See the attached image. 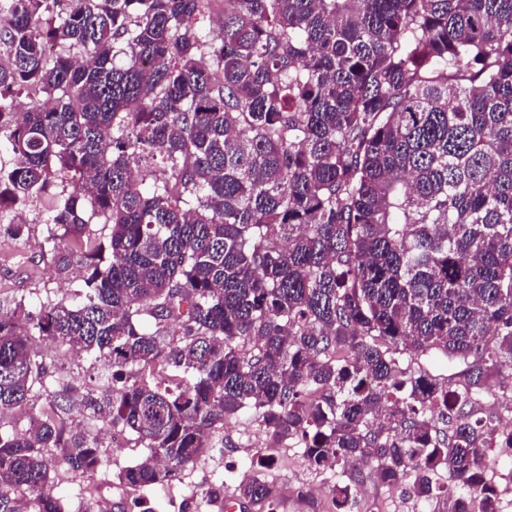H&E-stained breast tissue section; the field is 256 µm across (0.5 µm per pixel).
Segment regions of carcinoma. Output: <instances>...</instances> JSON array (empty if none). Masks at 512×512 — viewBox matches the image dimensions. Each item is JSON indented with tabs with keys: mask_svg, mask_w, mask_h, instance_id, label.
<instances>
[{
	"mask_svg": "<svg viewBox=\"0 0 512 512\" xmlns=\"http://www.w3.org/2000/svg\"><path fill=\"white\" fill-rule=\"evenodd\" d=\"M2 133L0 218L77 185L45 244L82 287L0 306V512H63L51 474L102 468L86 411L149 450L123 487L249 411L259 447L358 468L336 512L366 478L501 512L480 459L512 436L481 401L512 372V0H0ZM37 337L107 384L54 387Z\"/></svg>",
	"mask_w": 512,
	"mask_h": 512,
	"instance_id": "1",
	"label": "carcinoma"
}]
</instances>
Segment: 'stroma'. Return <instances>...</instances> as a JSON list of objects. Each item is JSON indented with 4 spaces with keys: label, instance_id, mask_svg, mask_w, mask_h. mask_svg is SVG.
Listing matches in <instances>:
<instances>
[{
    "label": "stroma",
    "instance_id": "35a3bbf8",
    "mask_svg": "<svg viewBox=\"0 0 512 512\" xmlns=\"http://www.w3.org/2000/svg\"><path fill=\"white\" fill-rule=\"evenodd\" d=\"M45 196L33 198L28 206L30 219L21 230L9 224L0 225V303L17 299L34 302L45 297L74 294L80 287L78 271L59 269L53 254L44 243ZM36 348L48 374L63 379L75 387L102 382L106 368L102 362L85 354L67 351L47 339H37ZM257 427L251 413H241L224 427V445L188 466L179 482L169 487L154 486L133 491L116 485L117 473L140 463L148 454L146 448L131 434H123L121 445L104 439L108 462L91 475L76 476L59 484L55 494L64 512H86L87 495L97 488L105 493L106 512H140L134 500L145 501L154 512H218L216 502L203 497L202 492L214 483H223L225 496L236 494L238 483L247 476L266 479L276 494L275 509L263 504L244 505L242 512H332L325 483L335 482L331 472H317L307 467L298 447H284L280 461L271 469L254 466L250 456L242 451L247 434ZM436 502L407 500L402 490L365 482L358 493L352 512H439Z\"/></svg>",
    "mask_w": 512,
    "mask_h": 512
}]
</instances>
